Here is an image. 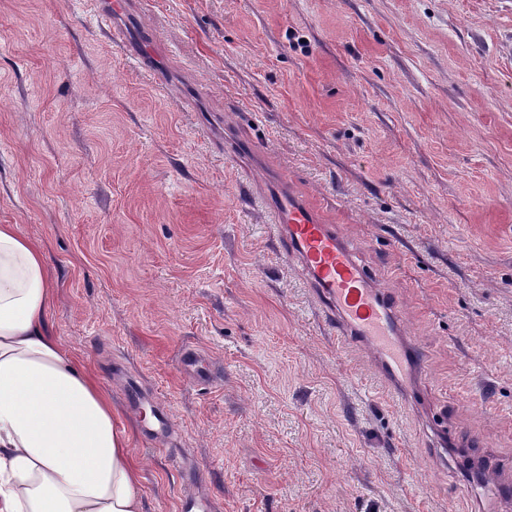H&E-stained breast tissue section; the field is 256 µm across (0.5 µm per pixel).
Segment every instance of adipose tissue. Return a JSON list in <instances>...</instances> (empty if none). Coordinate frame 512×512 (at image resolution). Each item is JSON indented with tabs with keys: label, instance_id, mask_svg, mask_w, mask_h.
<instances>
[{
	"label": "adipose tissue",
	"instance_id": "ef3b65f1",
	"mask_svg": "<svg viewBox=\"0 0 512 512\" xmlns=\"http://www.w3.org/2000/svg\"><path fill=\"white\" fill-rule=\"evenodd\" d=\"M41 246L0 224V512H143L97 376L53 336Z\"/></svg>",
	"mask_w": 512,
	"mask_h": 512
}]
</instances>
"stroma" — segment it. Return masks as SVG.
Returning <instances> with one entry per match:
<instances>
[{
	"mask_svg": "<svg viewBox=\"0 0 512 512\" xmlns=\"http://www.w3.org/2000/svg\"><path fill=\"white\" fill-rule=\"evenodd\" d=\"M124 2L165 88L85 0H0V224L42 245L144 512L188 488L210 512H507L512 0ZM226 123L395 299L402 381L323 320ZM159 404L168 451L142 435Z\"/></svg>",
	"mask_w": 512,
	"mask_h": 512,
	"instance_id": "1",
	"label": "stroma"
}]
</instances>
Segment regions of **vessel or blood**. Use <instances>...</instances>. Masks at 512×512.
<instances>
[{
	"instance_id": "1",
	"label": "vessel or blood",
	"mask_w": 512,
	"mask_h": 512,
	"mask_svg": "<svg viewBox=\"0 0 512 512\" xmlns=\"http://www.w3.org/2000/svg\"><path fill=\"white\" fill-rule=\"evenodd\" d=\"M98 13L114 44L140 58L152 34L135 43L125 38L120 11L111 0H104ZM224 147L246 159L254 173L264 174L266 182L272 184L265 204L281 247L295 261L337 335L361 343L383 376H399L406 368L409 350L399 340V311L393 299L357 261L334 225L321 223L286 182L264 173L258 152L240 144L230 133L224 137Z\"/></svg>"
}]
</instances>
